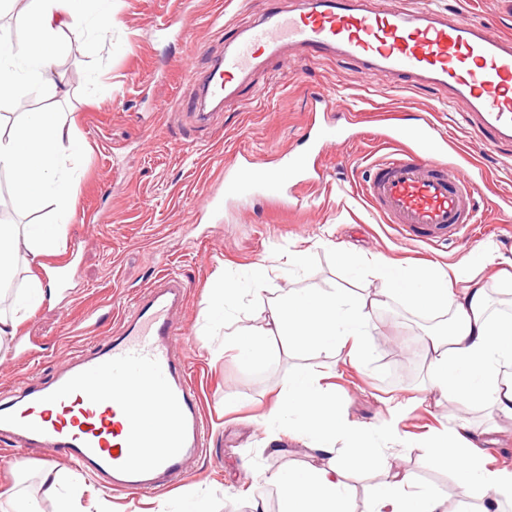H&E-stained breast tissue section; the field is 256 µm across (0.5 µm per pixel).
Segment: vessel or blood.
Instances as JSON below:
<instances>
[{"instance_id":"obj_1","label":"vessel or blood","mask_w":512,"mask_h":512,"mask_svg":"<svg viewBox=\"0 0 512 512\" xmlns=\"http://www.w3.org/2000/svg\"><path fill=\"white\" fill-rule=\"evenodd\" d=\"M299 9L269 10L236 34L207 90L216 99L240 93L264 58L284 47L301 57L330 51L360 61L364 75L408 73L465 101L479 135L512 142V37L491 35L481 20H460L429 7L394 0H300ZM307 151L281 155L280 166L241 155L224 166V192L259 189L278 197L285 187L313 182L323 142L334 125L310 116ZM392 142L410 147L373 164L362 187L383 221L405 240L427 242L476 232L470 205L474 180L443 160L445 141L431 121L416 129L385 126ZM187 285L164 276L123 311L119 332L97 342L53 381L28 379L0 399V435L54 448L118 491L144 493L173 484L187 461L201 455L207 435L201 401L174 344L186 336L173 313Z\"/></svg>"}]
</instances>
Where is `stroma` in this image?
<instances>
[{
	"label": "stroma",
	"mask_w": 512,
	"mask_h": 512,
	"mask_svg": "<svg viewBox=\"0 0 512 512\" xmlns=\"http://www.w3.org/2000/svg\"><path fill=\"white\" fill-rule=\"evenodd\" d=\"M295 0H112V36L60 37L57 65L68 93L54 97L31 90L22 102L0 99V113L24 104L31 111L60 113L83 145L74 176L73 211L59 240L58 263H75L76 279L63 285L45 278L42 303L24 317L8 349L0 352V397L14 393L32 375L52 380L67 361L119 329L130 299L161 275L188 285L177 317L186 326L184 353L201 399L207 454L188 460L191 478L148 493L112 490L52 449L0 438V492L20 487L40 512H55V497L39 476L46 468L78 481L85 493L78 512H188L198 502L206 512H251L263 499L280 512L279 493L263 480L271 471H295L316 451L271 418L277 391L295 372L323 375L336 407L349 420L375 427L395 398H415L398 440L373 432L369 440L416 485L446 498L450 512H471L481 495L463 498L452 471L435 465L426 444L445 426L468 421L488 442L490 468H512V417L487 405L437 402L426 389L428 372L421 339L439 317L393 300L372 315L371 346L362 363L345 352L289 349L273 338V356L242 362L224 348V328L206 311L209 296L226 280L266 266V291L244 298L236 309L242 324L267 314L291 291L346 288L370 297L381 288L374 262L385 258L408 266L430 261L442 269L494 249L491 264L475 266L494 288L500 311L512 309V211L497 209L512 199V143L489 147L473 133L468 106L443 88L412 77L379 73L363 77L359 61L327 54L302 63L293 49L268 57L250 80L253 100L242 96L208 107L186 94L192 73L207 71L224 54L234 29L270 9H293ZM482 20L494 35H512V0H407ZM224 23L212 25L214 14ZM172 17L190 30L180 40L160 30ZM343 102L358 114L363 134L325 142L322 181L297 186V203L284 206L260 196H224L222 160L237 154L265 159L303 150L316 106ZM430 118L456 157L461 175L480 182L473 200L482 219L475 238L422 246L400 239L364 200L360 186L372 162L394 151L378 137L383 123L404 125ZM220 202L200 211L202 198ZM352 253L341 263L338 253ZM303 253V266L289 264Z\"/></svg>",
	"instance_id": "1"
}]
</instances>
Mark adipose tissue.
Segmentation results:
<instances>
[{"instance_id":"ef3b65f1","label":"adipose tissue","mask_w":512,"mask_h":512,"mask_svg":"<svg viewBox=\"0 0 512 512\" xmlns=\"http://www.w3.org/2000/svg\"><path fill=\"white\" fill-rule=\"evenodd\" d=\"M23 8L27 50L17 53L11 43L0 41V95L28 85L63 92L65 79L54 65L58 35L70 31L83 37L86 28L106 34L112 25L109 0H97L96 14H89L88 0H34ZM82 145L71 125L52 112H27L15 124L0 128V170L7 172L17 206L26 207L44 194H52L61 218L74 207L73 179L67 162L76 161ZM59 228L55 225L0 224V347L16 335L19 311L36 306L44 285L30 278L22 297L11 295L18 259L40 265L55 253ZM25 256H18V248ZM377 275L383 283L373 303L331 288L316 293H295L270 307L261 322L243 329L224 328L225 347L237 351L244 361L270 353L269 340L287 337L290 346L341 348L358 359L370 344L371 304L382 305L398 298L413 307L447 309L452 330L448 335L424 339L431 370L428 391L438 399L458 405L481 401L512 416V317L493 316L492 296L486 285L471 277L467 265L448 272L407 268L380 259ZM296 410L293 433L308 436L321 464L298 472L268 474L280 493L281 512H357V503L345 486L347 468L385 470L388 479L372 496L369 512H448L445 501L434 492L419 489L411 475L391 469L386 456L373 448L368 427L340 419L327 396L321 375L298 373L286 391L277 395L274 417ZM342 434L351 441L347 455L329 447L328 437ZM431 458L454 472L463 495L485 489L479 512H502L512 504V470L488 469L487 450L480 435H466L464 427H443L432 437Z\"/></svg>"}]
</instances>
